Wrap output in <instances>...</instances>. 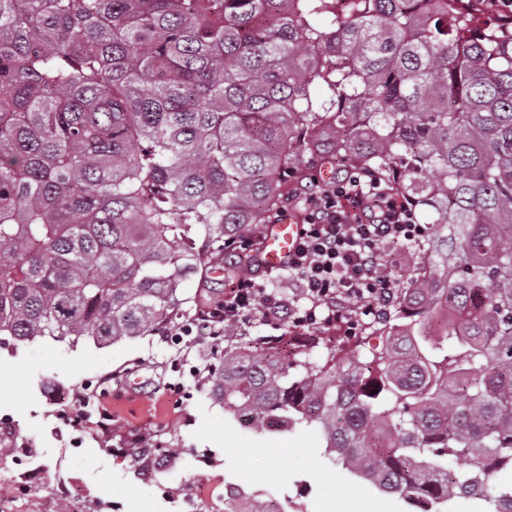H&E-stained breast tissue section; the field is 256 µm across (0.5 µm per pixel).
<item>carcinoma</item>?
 I'll list each match as a JSON object with an SVG mask.
<instances>
[{"mask_svg":"<svg viewBox=\"0 0 512 512\" xmlns=\"http://www.w3.org/2000/svg\"><path fill=\"white\" fill-rule=\"evenodd\" d=\"M476 2L0 0V336L188 321L183 282L310 159L371 169L437 227L382 327L320 358L218 349L195 384L258 433L317 430L412 512H512V16Z\"/></svg>","mask_w":512,"mask_h":512,"instance_id":"obj_1","label":"carcinoma"}]
</instances>
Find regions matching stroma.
<instances>
[{
	"label": "stroma",
	"instance_id": "obj_1",
	"mask_svg": "<svg viewBox=\"0 0 512 512\" xmlns=\"http://www.w3.org/2000/svg\"><path fill=\"white\" fill-rule=\"evenodd\" d=\"M214 344L203 324L173 344L168 336H137L110 346H69L49 339L0 352V420L17 431L12 460L25 465L36 512H96L110 500L121 512H179L189 492L208 498L234 478L263 499L291 493L306 477L312 495L303 512H336L350 501L355 512L377 500L386 512H407L395 495L352 476L329 456L312 429L259 434L225 414L194 387V369L212 363ZM95 376L108 377L104 397L112 435L87 434L81 448L63 447L51 421L59 400H71ZM145 432L174 440L176 453L161 479L136 475L120 449Z\"/></svg>",
	"mask_w": 512,
	"mask_h": 512
}]
</instances>
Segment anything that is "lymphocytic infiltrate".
Listing matches in <instances>:
<instances>
[{
	"label": "lymphocytic infiltrate",
	"mask_w": 512,
	"mask_h": 512,
	"mask_svg": "<svg viewBox=\"0 0 512 512\" xmlns=\"http://www.w3.org/2000/svg\"><path fill=\"white\" fill-rule=\"evenodd\" d=\"M301 200V230L286 263L302 284L301 301L285 302L258 283L261 262L253 238L227 240L225 247L243 272L224 291L223 314L201 318L214 342H223L227 323L241 326L255 317L302 333L333 326L355 332L364 316L391 303L398 286L386 249L419 240L428 231L366 169H343Z\"/></svg>",
	"instance_id": "f902f5d3"
}]
</instances>
